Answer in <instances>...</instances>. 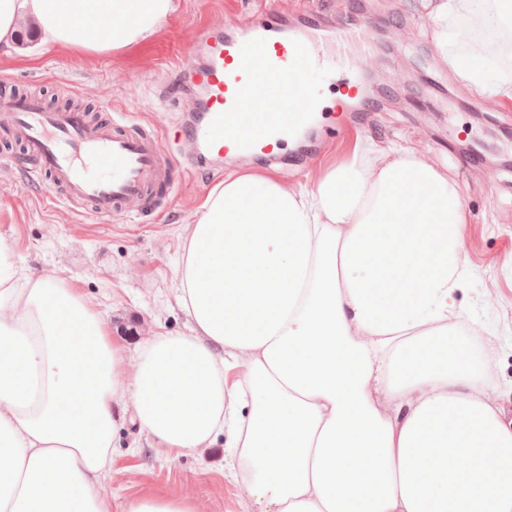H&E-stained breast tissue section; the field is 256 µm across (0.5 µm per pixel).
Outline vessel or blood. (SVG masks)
Returning a JSON list of instances; mask_svg holds the SVG:
<instances>
[{
	"mask_svg": "<svg viewBox=\"0 0 512 512\" xmlns=\"http://www.w3.org/2000/svg\"><path fill=\"white\" fill-rule=\"evenodd\" d=\"M241 28L239 37L211 25L196 33L202 61L178 66L175 79L198 88L203 117L182 133L199 157L216 152L271 162L292 135L325 111L305 77L323 74L335 91L354 98L363 61L344 50L351 34L337 32V53L323 54L310 34L282 28L272 9L244 19ZM251 94L272 97L280 111H247ZM0 107L51 198L76 206L82 216L124 214L169 184L165 170L174 160L166 156L159 134L131 130L124 113L93 121L80 110L48 111L35 97L5 96Z\"/></svg>",
	"mask_w": 512,
	"mask_h": 512,
	"instance_id": "1",
	"label": "vessel or blood"
}]
</instances>
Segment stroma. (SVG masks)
<instances>
[{
	"label": "stroma",
	"instance_id": "35a3bbf8",
	"mask_svg": "<svg viewBox=\"0 0 512 512\" xmlns=\"http://www.w3.org/2000/svg\"><path fill=\"white\" fill-rule=\"evenodd\" d=\"M256 0H176L177 8L143 48L110 55H82L65 49L17 44L0 56V77L20 93L41 96L47 108L77 102L96 118L125 113L135 128L159 130L165 147L188 155L175 133L186 115L161 87L176 65L196 53L200 26L226 27L227 19L251 13ZM297 0H279L286 27L307 24L331 33L342 13L372 23L374 55L382 60L372 76L374 111L353 102L354 129L330 136L314 122L311 152L297 155L290 142L272 174L294 187L313 186L317 170L349 158L355 144H395L426 157L458 185L467 219L460 245L469 274L456 293L457 335L470 338L496 366L488 396L512 421V104L485 112L471 92H458L457 77L436 52L422 0H309L311 16L296 13ZM482 150L497 168L486 179L469 164L463 148ZM247 158L172 171L171 193L142 206L140 215L81 221L72 208L52 202L31 173L24 148L0 132V234L30 275H52L75 288L106 320L108 340L125 355L158 333L186 334L191 322L179 304L176 263L188 224L209 190L228 172L251 170ZM101 494L117 503L134 496H187L200 512H254L234 470L216 441L190 454L175 453L133 424L112 440L111 462Z\"/></svg>",
	"mask_w": 512,
	"mask_h": 512
}]
</instances>
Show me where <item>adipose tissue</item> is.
I'll return each instance as SVG.
<instances>
[{
	"label": "adipose tissue",
	"mask_w": 512,
	"mask_h": 512,
	"mask_svg": "<svg viewBox=\"0 0 512 512\" xmlns=\"http://www.w3.org/2000/svg\"><path fill=\"white\" fill-rule=\"evenodd\" d=\"M423 2L464 86L512 102V0ZM174 10L0 0V53L28 21L48 48H137ZM473 30L495 59L467 45ZM465 221L447 174L393 147H356L309 189L230 174L177 262L191 334L146 340L120 387L104 320L27 274L0 235V512H108L100 478L130 415L177 453L223 441L261 512H512V424L484 396L492 360L448 335Z\"/></svg>",
	"instance_id": "adipose-tissue-1"
}]
</instances>
